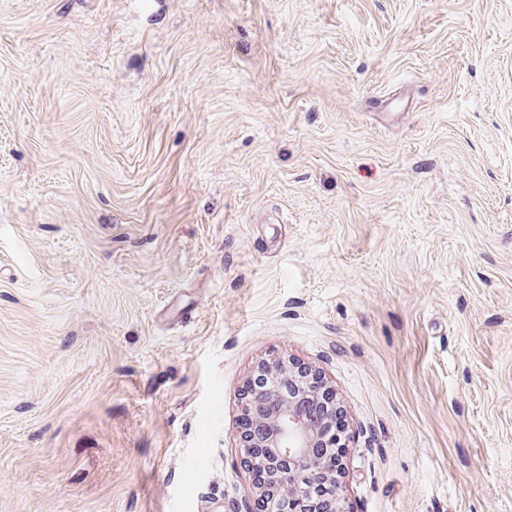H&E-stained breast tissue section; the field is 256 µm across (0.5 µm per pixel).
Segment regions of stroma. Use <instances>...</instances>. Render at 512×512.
I'll return each instance as SVG.
<instances>
[{
  "label": "stroma",
  "instance_id": "obj_1",
  "mask_svg": "<svg viewBox=\"0 0 512 512\" xmlns=\"http://www.w3.org/2000/svg\"><path fill=\"white\" fill-rule=\"evenodd\" d=\"M283 357L348 512H512V0H0V512H251Z\"/></svg>",
  "mask_w": 512,
  "mask_h": 512
}]
</instances>
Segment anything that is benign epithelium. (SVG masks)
<instances>
[{
  "instance_id": "obj_1",
  "label": "benign epithelium",
  "mask_w": 512,
  "mask_h": 512,
  "mask_svg": "<svg viewBox=\"0 0 512 512\" xmlns=\"http://www.w3.org/2000/svg\"><path fill=\"white\" fill-rule=\"evenodd\" d=\"M254 376L259 387L242 407V416L262 424L264 433L242 435L245 452L253 466L267 471L269 483L262 492L275 497L300 494L312 482L334 488L329 510L321 505L298 500L285 512H345L340 494L342 476L341 437L329 431V422L314 420L301 406L321 402L336 410V395L322 375L289 359L259 365Z\"/></svg>"
}]
</instances>
